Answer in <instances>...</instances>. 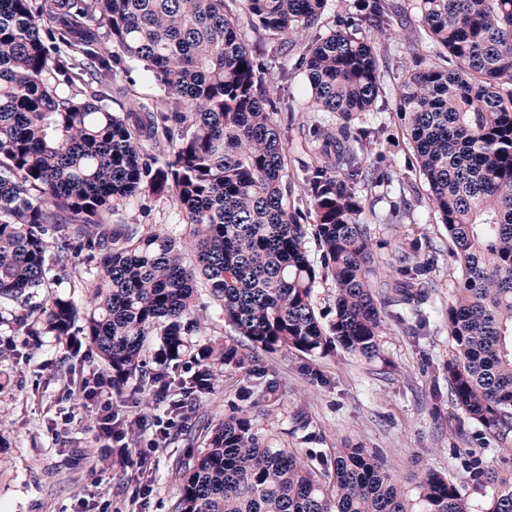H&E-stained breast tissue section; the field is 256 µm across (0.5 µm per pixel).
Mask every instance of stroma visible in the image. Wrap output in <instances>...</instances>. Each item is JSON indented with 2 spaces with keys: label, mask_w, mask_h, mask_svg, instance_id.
<instances>
[{
  "label": "stroma",
  "mask_w": 512,
  "mask_h": 512,
  "mask_svg": "<svg viewBox=\"0 0 512 512\" xmlns=\"http://www.w3.org/2000/svg\"><path fill=\"white\" fill-rule=\"evenodd\" d=\"M349 4L350 0H327L303 42L284 50L275 36L251 24L242 0H226L242 40L258 61L257 89L277 104L275 121L285 145L290 198L301 211L308 231L306 248L316 262L321 249L313 235L316 215L305 184L316 161L313 130L328 123L329 116L313 109L302 58L306 41L336 30ZM397 4L401 13L390 37L377 45L381 85L377 108L351 122L356 129L375 128L373 149L363 163L383 180L357 184L355 193L363 206L359 220L369 228L381 277L399 278L395 252L417 245L422 272L435 284L434 309L423 326L385 316L381 357L370 363L340 350L324 357L262 353L257 360L278 381L262 419L266 431L309 462L338 448L378 449L409 490L414 477L428 469L460 485L472 461L498 472L511 470L512 437L503 442L489 436L450 402L444 365L451 342L444 313L455 259L448 231L419 173L406 123L394 106L399 77L412 62L398 48L407 36L424 37L413 0H397ZM115 83L118 90L111 93L108 104L118 113L125 112L131 100L155 107L165 97L163 87L137 63H126ZM395 208L402 212L396 224L390 221ZM115 219L146 229L174 223L177 215L171 198L146 189ZM20 316V309L0 307V349L5 352L0 358V512H76L77 500L83 496L93 499L94 512H173L179 464L188 449L199 447L207 426L223 419L242 372L224 368L218 383L205 393L172 388L170 397L181 401L184 416L143 462L135 450L150 438L157 422L167 420V406L147 401L132 383L113 394L120 413L146 418L147 425L130 441L131 452L124 462L107 464L100 458L95 417L81 396L84 382L102 374L101 363L85 350L56 346L48 337L23 335ZM306 363L318 368L322 381L304 374ZM299 412L307 418L306 427L295 423Z\"/></svg>",
  "instance_id": "stroma-1"
}]
</instances>
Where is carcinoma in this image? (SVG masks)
<instances>
[{
	"instance_id": "obj_1",
	"label": "carcinoma",
	"mask_w": 512,
	"mask_h": 512,
	"mask_svg": "<svg viewBox=\"0 0 512 512\" xmlns=\"http://www.w3.org/2000/svg\"><path fill=\"white\" fill-rule=\"evenodd\" d=\"M414 2L427 40L448 59L446 68L405 67L395 107L455 246L450 396L484 432L504 438L512 433V0ZM325 4L244 0L254 25L284 47ZM397 14L393 0H352L347 22L382 37ZM103 36L117 55L100 54ZM306 49L313 104L342 120L326 131L335 152L318 154L309 180L318 265L288 204L273 113L255 93L259 65L224 0H0V304L24 311L25 336H84L116 390L134 379L160 399L164 374L143 360L154 335L158 363L195 361L188 393L213 387L219 367L245 370L229 413L181 468L175 512H472L461 488L437 472L420 475L411 498L375 451L338 448L318 470L258 423L256 408L276 381L255 355L338 346L371 361L385 308L418 315L432 299L413 251L395 256L401 278L375 280L368 229L356 218L354 187L374 170L360 161L369 133L348 122L373 111L379 96L375 41L341 29ZM114 61L144 64L164 88L165 110L132 104L118 114L101 97L86 99L84 73L112 78ZM161 138L170 150L153 169L144 143ZM147 188L171 195L177 223L144 231L111 222ZM184 224L193 226V265ZM79 262L85 274L70 287L81 299L53 291ZM328 278L336 312L326 329L312 295ZM200 283L246 343L192 341ZM468 478L487 493L484 512H512V471L475 463Z\"/></svg>"
}]
</instances>
